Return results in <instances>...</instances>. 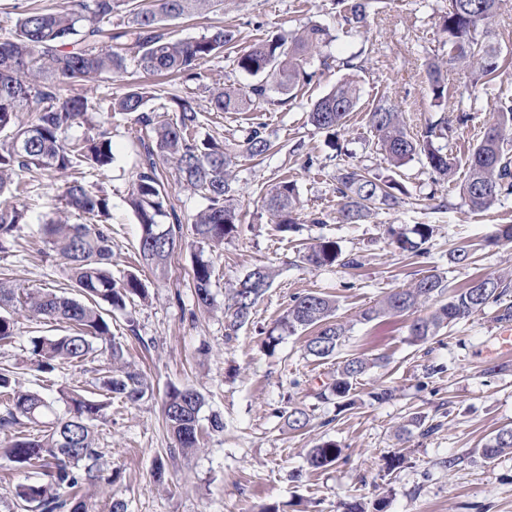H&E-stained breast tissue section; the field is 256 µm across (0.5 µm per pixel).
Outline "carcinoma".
Masks as SVG:
<instances>
[{"instance_id":"carcinoma-1","label":"carcinoma","mask_w":512,"mask_h":512,"mask_svg":"<svg viewBox=\"0 0 512 512\" xmlns=\"http://www.w3.org/2000/svg\"><path fill=\"white\" fill-rule=\"evenodd\" d=\"M382 0H346L344 21L362 27L376 4ZM502 0H450L441 30L448 43V63L476 78L491 76L505 65L490 28ZM224 0H77L76 8L42 10L26 13L15 30L0 36V132L9 134V147L0 151V194L13 190L23 193L22 176L34 170L65 174L79 162L105 171L113 163L112 139L101 131L82 139L71 140L69 129L88 122L90 112L136 113L141 123L152 128L153 140L144 145V162L135 176L128 204L141 228L139 253L143 263L157 271L166 264L183 238V225L164 224L167 192L158 175L157 159L174 162L180 186L202 194L208 207L192 222V232L201 246L215 247L234 234L239 214L233 198L234 171L241 156L261 157L271 149L260 127L251 129L237 148H228L212 138L199 139L198 111L186 99H174L173 105L151 88L130 83L124 91L107 102H92L85 95H61L60 85H84L100 75L115 81L124 80L128 58L123 46L136 48L137 69L145 74L181 77L194 80L200 67L211 57L235 47L236 32L213 27L199 37L176 38L168 32L166 22L192 14L213 12ZM125 13L127 22L112 24V17ZM332 41L329 30L313 24L288 36L277 35L260 40L235 57L238 69L251 76L268 75L281 92L292 95L307 79L309 60L320 54ZM426 78L432 99L437 105L448 102L458 90L448 85L444 63L426 61ZM360 99V88L353 80H343L319 99L309 114L311 124L321 130H334L344 124ZM33 104L34 122L20 119L19 112ZM274 101L268 98L267 85L256 83L249 90L228 86L212 95L215 112H255ZM176 117H170V113ZM369 123L385 159L400 168L416 156H425L427 164L439 178L451 180L454 163L448 153L433 147V138L451 137L449 121L429 124L419 135L410 133L400 106L381 100L369 114ZM512 99L500 101L496 119L468 155V175L460 192L470 206L481 211L502 195L512 194ZM336 194L339 198L338 219L345 224H361L376 210L393 209L407 194L403 184L391 175L371 176L355 166L338 170ZM62 197L66 206L88 222L70 224L62 218L42 225V232L53 251L66 261L73 288L86 298L81 302L66 293L44 289L18 293L0 281V309L16 307L28 317L50 323H65L70 331L63 336H34L30 339V364L42 374L53 373L64 362H83L105 356L108 369L98 377L103 399L89 398L77 390L64 395L67 411L57 415L54 403L37 392L11 388L10 370L0 369V396L5 398V413H0V430L14 432L9 458L22 466L42 471L43 481L15 488V503L30 504L39 512H86L77 489L84 484L104 480L99 466V452L94 421L103 417L111 406L112 395L136 404L149 391L144 374L125 359L121 344L112 340L107 318L100 303L111 309H123L136 298L147 296L145 285L134 273L117 281L112 277V237L108 220L110 203L106 195L75 177L64 184ZM265 210L282 232L296 228L297 188L284 179L264 197ZM28 223L23 204L0 206V251L15 241L20 225ZM412 236L398 234L393 242L399 249L416 254L430 240L433 228L417 224ZM300 262L314 267L339 263L354 266L353 258H342L339 244L321 239L305 248ZM214 267L209 259L198 255L193 267V288L197 302L211 305ZM274 280V271L257 267L231 289L225 305L227 335L233 336L244 326L253 307ZM448 284L438 274L421 277L412 287L390 293L376 309H368L362 318L370 321L382 312L418 311L430 303L434 309L417 317L410 325L412 341H426L450 324L459 323L497 303L507 293L503 281L484 278L469 287L447 295ZM335 301L317 295L298 296L277 321L279 334L293 335L298 330L314 329L307 340L306 353L326 360L342 344L346 328L332 320ZM373 363L349 355L319 397H349L353 381L364 375ZM203 396L191 387H170L165 393L163 412L178 448L187 454L199 450V413ZM29 422L46 427L45 434L34 436L20 430ZM310 415L293 407L288 411V427L306 429ZM342 449L324 441L310 449L308 464L318 470L335 462ZM488 460L512 453V428L504 427L479 449Z\"/></svg>"}]
</instances>
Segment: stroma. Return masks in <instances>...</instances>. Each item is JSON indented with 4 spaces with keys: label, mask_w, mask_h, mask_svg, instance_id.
Wrapping results in <instances>:
<instances>
[{
    "label": "stroma",
    "mask_w": 512,
    "mask_h": 512,
    "mask_svg": "<svg viewBox=\"0 0 512 512\" xmlns=\"http://www.w3.org/2000/svg\"><path fill=\"white\" fill-rule=\"evenodd\" d=\"M449 0H386L368 27L345 25L339 0H224L221 10L169 22L178 37L201 36L214 26L238 32L237 51L277 32L293 33L310 24L330 30L333 40L306 67L308 80L296 96L283 99L269 87L271 105L258 112H215L212 92L231 84L248 89L254 76L239 70L232 54L205 62L198 79L155 78L163 98L190 100L202 112L200 137L233 143L249 127H262L274 148L263 159L239 158L233 187L241 222L233 237L214 249L211 293L214 307L199 309L192 288V260L198 245L188 227L208 201L180 189L173 165L160 166L168 191V211L187 230L164 273L138 262L140 226L127 204L132 181L151 132L135 115L96 112L91 126L71 129L79 137L89 128L108 130L114 161L102 173L87 172L86 182L102 188L112 213V274L138 273L146 299L110 312L112 334L145 372L150 392L137 404L112 401L96 422L105 481L85 486L88 512H110L122 500L127 512H344L350 502L366 512H512V454L483 459L479 450L503 426L512 425V355L497 354L499 306L492 304L466 321L412 342L414 313H383L362 320L365 309L380 305L394 290L411 287L424 275L446 278L450 287L473 279L512 274V243L497 241L512 224V195L488 210L472 211L459 192L467 158L494 120L500 97L512 95V67L478 86L474 96L454 97L435 106L425 81L426 60L448 58L441 19ZM346 78L357 80L360 101L338 134L340 150L329 135L309 121L313 105ZM403 105L410 132L440 117L470 120L452 138L435 139L456 163L454 181L437 179L425 158L402 166L397 179L407 189L402 203L377 210L361 224L336 218V172L358 164L385 175L389 166L375 146L368 114L383 98ZM298 192L299 229L279 232L263 206L266 192L281 179ZM21 200L28 222L16 241L0 253V279L16 289L67 288L69 272L40 233V226L62 209L59 174L27 177ZM323 213L324 223H311ZM428 224L433 235L422 255L397 248L392 232ZM321 238L338 242L343 255L359 258L357 268L311 267L297 252ZM467 247L468 261L455 263V249ZM261 265L277 275L256 303L250 321L226 338L224 305L232 284ZM319 293L335 300V321L346 327L335 357L319 360L304 350L307 334L284 337L268 349V331L294 297ZM65 326L19 317L16 335L0 344V367L15 368L20 389L40 393L64 410L63 393L93 390L100 360L64 365L37 376L29 369V340L62 336ZM358 354L383 359L353 384L348 401L319 402L315 394L344 358ZM188 386L205 397L200 412L204 448L185 455L176 446L162 415L169 386ZM393 389V400L371 396L377 386ZM294 406L311 416L306 431L293 432L286 416ZM224 429L209 430L212 415ZM325 440L341 448L333 465L310 470V448ZM165 475L156 478V464Z\"/></svg>",
    "instance_id": "1"
}]
</instances>
